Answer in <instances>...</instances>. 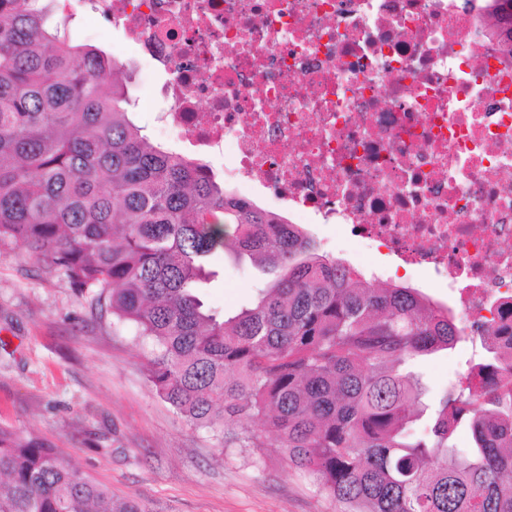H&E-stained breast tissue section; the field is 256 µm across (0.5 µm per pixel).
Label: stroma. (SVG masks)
<instances>
[{
  "instance_id": "stroma-1",
  "label": "stroma",
  "mask_w": 512,
  "mask_h": 512,
  "mask_svg": "<svg viewBox=\"0 0 512 512\" xmlns=\"http://www.w3.org/2000/svg\"><path fill=\"white\" fill-rule=\"evenodd\" d=\"M74 36L113 53L138 85L143 62L121 29L91 20L82 0H67ZM321 252L346 260L366 278L408 285L448 303L423 270H407L385 251L335 227L312 224ZM207 305L235 313L264 282L249 264L216 254ZM149 346L134 344L96 294H78L35 257L0 247V427L34 436L114 497L139 498L149 512H336L281 452L221 448L188 426L154 392L141 371ZM476 355L468 340L414 364L435 404Z\"/></svg>"
}]
</instances>
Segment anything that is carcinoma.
I'll return each instance as SVG.
<instances>
[{
    "mask_svg": "<svg viewBox=\"0 0 512 512\" xmlns=\"http://www.w3.org/2000/svg\"><path fill=\"white\" fill-rule=\"evenodd\" d=\"M512 27V0H486ZM57 0H0V246L35 255L151 345L157 395L221 447L279 448L338 512H512V355L494 346L423 422L402 367L455 346L452 311L375 286L298 224L164 150L129 111L124 64ZM219 251L273 275L219 315ZM468 425L472 444H453ZM0 512H148L0 427Z\"/></svg>",
    "mask_w": 512,
    "mask_h": 512,
    "instance_id": "obj_1",
    "label": "carcinoma"
}]
</instances>
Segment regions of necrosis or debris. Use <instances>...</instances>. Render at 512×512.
I'll return each mask as SVG.
<instances>
[{
	"instance_id": "obj_1",
	"label": "necrosis or debris",
	"mask_w": 512,
	"mask_h": 512,
	"mask_svg": "<svg viewBox=\"0 0 512 512\" xmlns=\"http://www.w3.org/2000/svg\"><path fill=\"white\" fill-rule=\"evenodd\" d=\"M245 199L350 226L512 350V56L484 0H88Z\"/></svg>"
}]
</instances>
